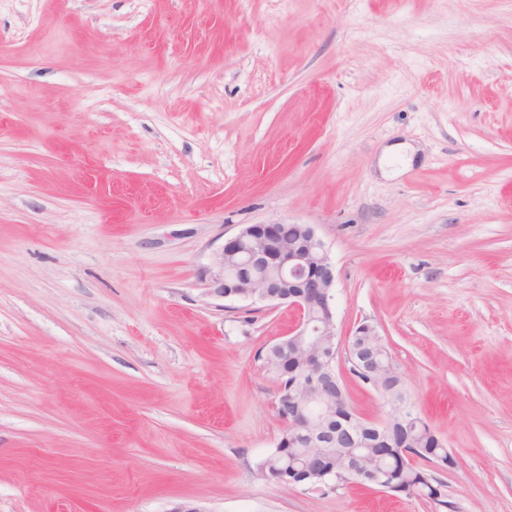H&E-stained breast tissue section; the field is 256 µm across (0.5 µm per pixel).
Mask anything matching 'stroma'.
Returning <instances> with one entry per match:
<instances>
[{
    "label": "stroma",
    "mask_w": 512,
    "mask_h": 512,
    "mask_svg": "<svg viewBox=\"0 0 512 512\" xmlns=\"http://www.w3.org/2000/svg\"><path fill=\"white\" fill-rule=\"evenodd\" d=\"M311 225L447 503L259 478L285 305L207 290ZM336 366L355 410L388 406ZM512 512V0H0V512ZM436 438V448H433V439L429 435V430L426 425L423 424V427H419L418 430L408 436L409 444L415 445L416 453L422 457L423 460L433 462L434 457L433 454H442L443 449L445 450L446 446L444 442L435 435ZM448 451V448H446Z\"/></svg>",
    "instance_id": "stroma-1"
}]
</instances>
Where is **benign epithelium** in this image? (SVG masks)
Segmentation results:
<instances>
[{"label":"benign epithelium","mask_w":512,"mask_h":512,"mask_svg":"<svg viewBox=\"0 0 512 512\" xmlns=\"http://www.w3.org/2000/svg\"><path fill=\"white\" fill-rule=\"evenodd\" d=\"M335 272L324 244L313 227L290 224H244L210 257L209 294L224 299L286 304L298 314L295 328L282 339L291 347V359L306 368L293 383L297 397L288 401L283 418L288 433L304 439V447L288 462V484L300 485L295 474L305 473L313 483L328 485L342 479L382 490L393 487L389 467L365 452L366 435L389 448V456H403L415 464L418 456L393 441L395 423H415L404 416V402L387 396L384 382L399 373L385 353L376 327L359 325L348 342V356L367 376L366 384L386 397L384 418L370 421L356 410L336 420V325L332 309Z\"/></svg>","instance_id":"7a95c632"}]
</instances>
